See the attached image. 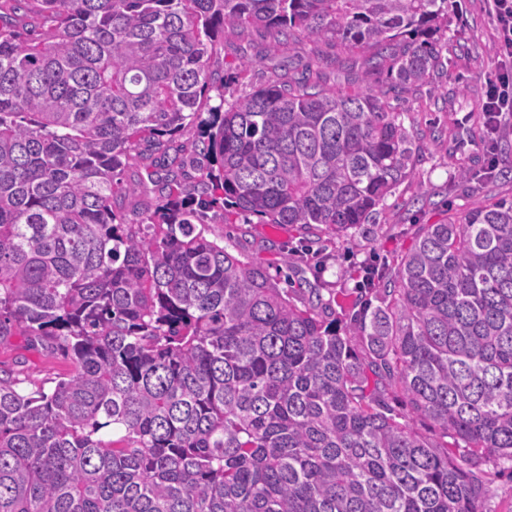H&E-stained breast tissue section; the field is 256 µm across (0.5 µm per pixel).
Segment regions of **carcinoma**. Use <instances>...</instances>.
Returning <instances> with one entry per match:
<instances>
[{"instance_id": "carcinoma-1", "label": "carcinoma", "mask_w": 512, "mask_h": 512, "mask_svg": "<svg viewBox=\"0 0 512 512\" xmlns=\"http://www.w3.org/2000/svg\"><path fill=\"white\" fill-rule=\"evenodd\" d=\"M37 3L26 30L0 13V341L72 371L28 390L0 369V512H483L480 466L512 471V201L423 225L344 326L332 289L197 229L220 204L344 234L416 161L381 90L276 76L210 104L225 31L333 39L411 85L443 61L408 36L448 0ZM144 162L162 195L134 222Z\"/></svg>"}]
</instances>
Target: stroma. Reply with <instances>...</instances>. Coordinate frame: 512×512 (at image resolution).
I'll list each match as a JSON object with an SVG mask.
<instances>
[{"label": "stroma", "mask_w": 512, "mask_h": 512, "mask_svg": "<svg viewBox=\"0 0 512 512\" xmlns=\"http://www.w3.org/2000/svg\"><path fill=\"white\" fill-rule=\"evenodd\" d=\"M273 38V32L256 27L225 32L210 70L223 78L226 99L246 96L267 84L275 61L281 60L286 78L295 82L307 79L340 94L369 88L386 91L405 128L423 146L413 177L386 198L376 223L326 238V258L321 263L306 254L294 226L227 224L218 208L207 214L205 236L232 254L266 267L271 274L284 271L290 280L334 289L336 321L342 324L360 308L354 289L364 264L377 259L396 264L422 225L439 223L450 208L469 200L512 198L511 181L459 184L447 140L432 135L433 129L448 123L449 100H462L469 91L483 93L487 81L497 74L496 27L488 0H449L448 26L432 35L448 44L444 65L423 83L408 87L395 85L386 69L369 68L362 53L332 40L300 37L280 48L277 60H269L264 50ZM244 60L249 66L243 70L239 64ZM287 257L292 260L288 267L283 264ZM0 368L14 371L32 388L68 374L72 366L61 356L28 347L24 337L12 336L0 342ZM482 472L486 512H512V471L487 463Z\"/></svg>", "instance_id": "35a3bbf8"}]
</instances>
